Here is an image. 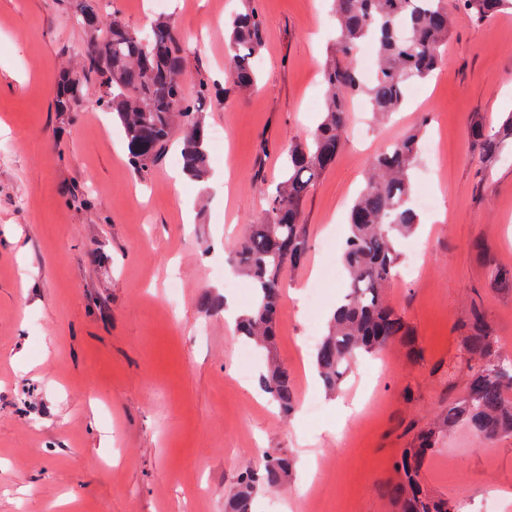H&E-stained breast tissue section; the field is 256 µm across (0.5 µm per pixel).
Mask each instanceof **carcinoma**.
I'll use <instances>...</instances> for the list:
<instances>
[{
  "instance_id": "obj_1",
  "label": "carcinoma",
  "mask_w": 512,
  "mask_h": 512,
  "mask_svg": "<svg viewBox=\"0 0 512 512\" xmlns=\"http://www.w3.org/2000/svg\"><path fill=\"white\" fill-rule=\"evenodd\" d=\"M102 0H81L76 24L83 45L60 69L53 106L74 112L88 97L120 126L128 161L140 179L147 178L166 156L175 133L181 136L182 170L202 182L210 175L204 107L224 87L200 79L194 95L185 92L183 39L168 15H158L148 30L130 27L115 12L103 13ZM225 27V82L238 89L254 86L255 60L263 48L262 20L254 0ZM337 37L325 69L327 87L321 120L310 140L288 146L281 181L266 191L263 215L233 245V265L253 282L250 309L236 324L238 335L258 347L273 344L280 314L281 272L301 264L308 250L302 204L340 153L349 125L348 101L365 98L368 111L385 117L408 104L412 84L429 79L442 63V45L450 30L447 0H332ZM455 8L483 26L512 12V0H456ZM376 46L373 80L363 82L354 54L364 43ZM428 119L416 132L384 145L370 161L366 181L349 212V233L341 250L348 285L328 319L327 332L312 353L313 367L329 392L340 390L361 358L392 343L410 345L413 334L384 298L394 279L400 253L396 241L419 224L412 204L411 171ZM471 138L487 159L496 157L503 140L512 139V113L498 129L471 128ZM461 354L468 377L464 394L425 431L419 445L402 450L394 463L397 478L387 487L402 512H462L448 499L431 501L420 465L437 433L466 423L486 440L512 437V356L499 352L482 310L473 308L462 325ZM260 391L286 415L295 410L288 369L271 364L257 378ZM292 464L278 450L264 452L262 472L237 476V491L226 512H252L262 486L284 480Z\"/></svg>"
}]
</instances>
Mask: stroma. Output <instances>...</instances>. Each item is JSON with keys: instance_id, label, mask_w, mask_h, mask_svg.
I'll use <instances>...</instances> for the list:
<instances>
[{"instance_id": "35a3bbf8", "label": "stroma", "mask_w": 512, "mask_h": 512, "mask_svg": "<svg viewBox=\"0 0 512 512\" xmlns=\"http://www.w3.org/2000/svg\"><path fill=\"white\" fill-rule=\"evenodd\" d=\"M257 5L260 81L205 110L209 130L224 134L210 148L213 174L229 178L223 189L167 159L138 180L94 100L52 111L57 73L82 43L78 0H0V512H224L238 473L258 468L266 448L293 471L259 491L257 512L273 500L279 512H397L386 494L395 460L464 391L465 369L448 366L473 304L512 354V283L496 277L512 267V142L489 162L468 136L512 110V13L476 27L456 10L425 99L396 120L364 123L363 135L347 132L304 201L310 249L282 275L271 352L292 375L293 414L257 387L265 350L240 379L241 338L202 300L250 306L224 286L228 252L257 222L282 154L317 125L332 34L328 0ZM241 7L168 0L187 92L197 75L220 77L224 20ZM424 114L434 149L415 162L414 190L439 192L445 218L423 213L401 240L405 262L388 290L421 354L392 344L329 393L308 344L326 320H310L292 290L327 261L323 242L345 227L373 155ZM218 211L224 223H213ZM172 277L183 286L173 301ZM421 482L431 498L463 499L466 512H512V438L485 440L462 423L441 432Z\"/></svg>"}]
</instances>
